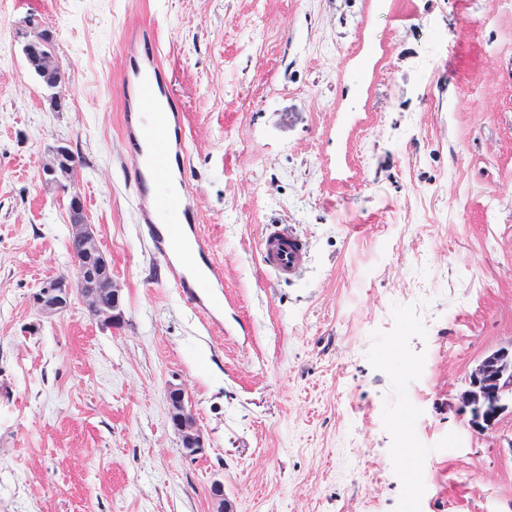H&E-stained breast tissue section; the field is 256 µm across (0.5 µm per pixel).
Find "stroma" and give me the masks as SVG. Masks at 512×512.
<instances>
[{
  "instance_id": "35a3bbf8",
  "label": "stroma",
  "mask_w": 512,
  "mask_h": 512,
  "mask_svg": "<svg viewBox=\"0 0 512 512\" xmlns=\"http://www.w3.org/2000/svg\"><path fill=\"white\" fill-rule=\"evenodd\" d=\"M492 0H0V512H512V410L458 396L512 344V9ZM53 34L52 92L22 53ZM184 105L186 195L224 266L214 326L140 235L122 125L127 30ZM79 160L67 191L50 147ZM80 195L125 323L30 302L71 274ZM268 224L308 241L262 269ZM205 452L186 457L165 389ZM69 153L70 150L65 145H57L51 150L40 171L41 181L46 187L67 191L70 178L63 172L61 165ZM259 249L263 266L279 281H298L307 268V239L292 224L266 225ZM170 426L180 436L181 447L187 457H196L205 451L204 438L197 427L186 391L180 384L169 383L165 390Z\"/></svg>"
}]
</instances>
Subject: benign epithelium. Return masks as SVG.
Listing matches in <instances>:
<instances>
[{"instance_id":"obj_1","label":"benign epithelium","mask_w":512,"mask_h":512,"mask_svg":"<svg viewBox=\"0 0 512 512\" xmlns=\"http://www.w3.org/2000/svg\"><path fill=\"white\" fill-rule=\"evenodd\" d=\"M43 40L34 35L22 47L25 59L37 60L40 70L58 67L54 53L42 47ZM70 150L65 145L54 147L40 171L42 183L50 188L68 190V178L62 170L64 157ZM71 237L80 243V252L73 259V277H56L42 283L32 296V304L42 313L53 316L67 311L75 295L86 302L88 311L103 329L121 326L124 322L121 288L112 279V268L101 250L93 225L87 223L83 199L74 194L69 199ZM512 389V345L485 355L470 372L468 388L460 394L461 407L471 414V424L477 429L495 425L509 409L504 393ZM170 426L180 436L187 457L205 451L204 438L197 427L186 391L180 384L170 383L165 390ZM215 512H232L224 498V483L216 480L211 486Z\"/></svg>"}]
</instances>
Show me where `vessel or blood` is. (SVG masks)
I'll list each match as a JSON object with an SVG mask.
<instances>
[{
    "label": "vessel or blood",
    "instance_id": "1",
    "mask_svg": "<svg viewBox=\"0 0 512 512\" xmlns=\"http://www.w3.org/2000/svg\"><path fill=\"white\" fill-rule=\"evenodd\" d=\"M125 50L128 68L122 82L138 87L136 101L124 114L138 219L169 280L195 308L208 311L215 302L207 291L223 287L224 271L201 233L197 209L169 190L173 171H186L188 164L184 114L161 78L154 31H132ZM259 249L263 266L279 281H298L307 268L308 242L293 225H266Z\"/></svg>",
    "mask_w": 512,
    "mask_h": 512
}]
</instances>
